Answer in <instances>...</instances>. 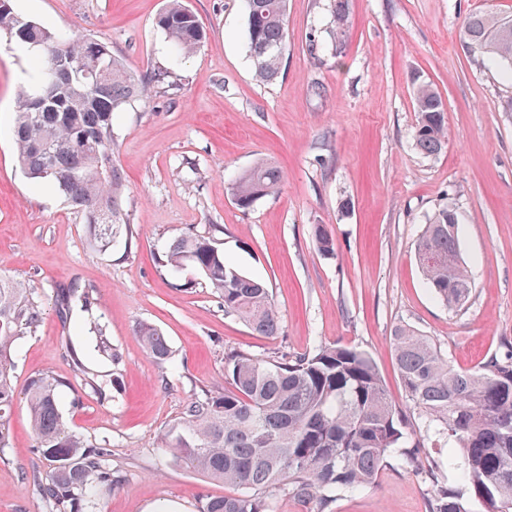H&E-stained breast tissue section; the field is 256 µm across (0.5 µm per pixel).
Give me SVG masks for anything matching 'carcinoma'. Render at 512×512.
I'll use <instances>...</instances> for the list:
<instances>
[{"label": "carcinoma", "instance_id": "cac0c4a2", "mask_svg": "<svg viewBox=\"0 0 512 512\" xmlns=\"http://www.w3.org/2000/svg\"><path fill=\"white\" fill-rule=\"evenodd\" d=\"M247 45L255 78L280 72L287 48V0H244ZM347 0H334L335 39L346 36ZM157 27L173 55L197 51L205 32L185 0H168ZM27 47L33 76L15 105L14 143L27 178L48 183L84 216L89 244L112 249L132 233L124 210L125 179L114 159L112 125L117 113L150 92L109 46L87 36L64 35L14 13L0 0V33ZM464 33L478 52L512 67V30L500 20L474 14ZM415 148L428 157L448 144L446 105L428 83L414 88ZM283 172L258 162L231 184L236 204L248 209L278 193ZM451 210L439 211L415 243V256L437 300L463 309L474 284L459 253L458 225ZM161 264L175 275L190 265L224 307L252 333L279 334L281 320L266 286L230 267L215 239L190 235L175 240ZM88 309L93 291L62 293L63 320L73 303ZM40 311L20 282L0 275V448L11 438L10 415L25 396L30 423L43 457L52 463L37 481L52 512H86L101 487L120 477L104 465L108 449L68 431L59 407L62 381L40 375L23 390L14 382L13 343L32 331ZM146 352L165 361L171 350L157 328L137 329ZM394 360L405 397L425 418L426 431L452 446L448 468L461 487L441 488L430 512H512V349L493 353L477 366L457 369L435 344L403 325L393 336ZM402 408L389 396L376 363L347 344L319 345L281 360L234 352L224 360V388L189 400L181 416L156 439L186 469L222 482L234 492L211 497L199 512H271L283 492L312 512H324L336 493L374 484L389 452L404 448L405 463L420 470V438L409 431Z\"/></svg>", "mask_w": 512, "mask_h": 512}]
</instances>
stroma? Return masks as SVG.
I'll list each match as a JSON object with an SVG mask.
<instances>
[{
	"mask_svg": "<svg viewBox=\"0 0 512 512\" xmlns=\"http://www.w3.org/2000/svg\"><path fill=\"white\" fill-rule=\"evenodd\" d=\"M166 0H11L45 27L107 43L137 74L170 63L155 21ZM206 31L183 57L173 83L116 115L114 158L126 180L130 245L98 251L81 213L32 183L13 147L16 97L28 60L0 51V275L26 284L41 311L35 332L14 343L17 385L50 374L64 381L67 428L108 449L122 484L101 488L93 512H198L223 484L180 466L156 444L185 403L224 383L231 351L277 358L344 342L376 362L389 395L415 428L392 336L409 324L448 360L469 369L512 347V73L468 50L464 25L482 12L512 18V0H348V32L335 43L332 0H288V49L279 76L258 82L247 52L242 0H187ZM319 43L318 57L307 51ZM431 84L446 104L448 146L421 154L413 142V90ZM280 167L278 194L239 208L232 180L256 162ZM459 218V250L475 287L467 306L438 302L414 242L439 209ZM238 271L263 281L281 333L253 335L225 313L199 273L171 276L158 260L178 237L205 235ZM335 241L319 252L316 225ZM213 232V231H212ZM197 286L182 289L178 279ZM90 287L92 313L62 322L57 293ZM148 323L171 357L149 356L136 334ZM102 333L92 332V325ZM70 334L84 361L109 385L101 398L61 347ZM120 355L110 362L98 346ZM0 448V512H51L34 491L46 476L25 400ZM459 480L447 465L413 471L389 455L374 486L333 498L326 512H429L437 488Z\"/></svg>",
	"mask_w": 512,
	"mask_h": 512,
	"instance_id": "35a3bbf8",
	"label": "stroma"
}]
</instances>
